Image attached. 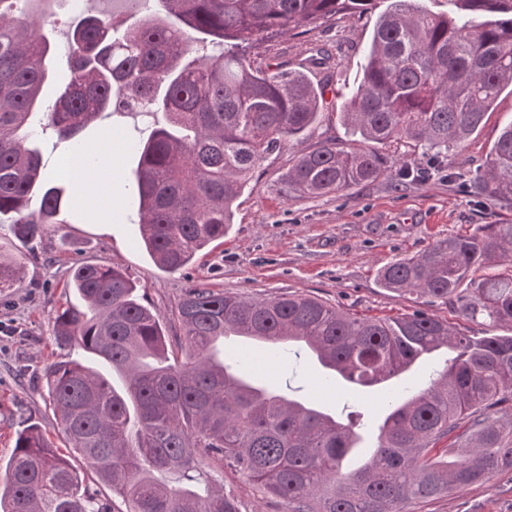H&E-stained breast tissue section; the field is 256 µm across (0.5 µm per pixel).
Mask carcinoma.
Returning a JSON list of instances; mask_svg holds the SVG:
<instances>
[{
  "label": "carcinoma",
  "mask_w": 512,
  "mask_h": 512,
  "mask_svg": "<svg viewBox=\"0 0 512 512\" xmlns=\"http://www.w3.org/2000/svg\"><path fill=\"white\" fill-rule=\"evenodd\" d=\"M55 0H0V229L34 240L57 223L62 191L48 185L35 147L48 128L77 139L106 112H163L167 123L132 144V192L143 245L174 273L224 238L232 206L264 156L318 121L326 85L252 55L265 39L334 17H363L377 0H160L163 15L123 35L89 16L69 41L70 73L51 110L40 94L50 45L27 17L48 21ZM435 13L392 0L377 16L366 63L340 120L357 142L326 140L284 175L317 198L388 176L375 146L406 141L446 157L512 88V0H448ZM477 192L512 200V124L503 128ZM41 194L37 211L29 200ZM488 272L475 278L473 274ZM20 271L0 261V288ZM382 288L456 299L467 320L512 324V224H478L398 259ZM72 288L84 303L54 317L61 347L79 346L102 368L61 361L44 372L65 438L61 453L37 425L21 429L0 477V512H109L81 489L78 458L112 488L126 512H240L197 456L231 467L283 512H409L512 467V335L471 336L416 312L360 317L313 296L220 293L191 286L177 304L183 360L169 356L164 324L129 274L81 263ZM246 329L267 342L305 347L349 384L382 385L422 356L445 349L430 385L393 398L368 458L346 471L360 436L311 399H292L215 356L219 338ZM455 444L435 456L436 445ZM172 475V486L163 476Z\"/></svg>",
  "instance_id": "cac0c4a2"
}]
</instances>
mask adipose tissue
<instances>
[{"label": "adipose tissue", "instance_id": "1", "mask_svg": "<svg viewBox=\"0 0 512 512\" xmlns=\"http://www.w3.org/2000/svg\"><path fill=\"white\" fill-rule=\"evenodd\" d=\"M117 162L114 152H106L97 155L94 170V179H86L84 176L83 160H73L71 170L74 174L76 193L74 202L76 205L94 210L103 225L112 222V172Z\"/></svg>", "mask_w": 512, "mask_h": 512}]
</instances>
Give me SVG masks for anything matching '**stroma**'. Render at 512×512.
Returning <instances> with one entry per match:
<instances>
[{"instance_id":"obj_1","label":"stroma","mask_w":512,"mask_h":512,"mask_svg":"<svg viewBox=\"0 0 512 512\" xmlns=\"http://www.w3.org/2000/svg\"><path fill=\"white\" fill-rule=\"evenodd\" d=\"M160 11L159 0H86L82 14L60 8L42 33L49 41V79L42 89L52 104L67 72V45L83 16H112L118 30L138 24ZM373 19L346 18L311 26L299 36H278L259 47L261 55L277 58L296 69L315 49L329 44L338 63L325 95L322 116L292 145L266 156L236 202L232 224L223 240L201 252L184 270L168 273L157 268L139 244L133 222L130 183L137 157L130 145L149 125L164 122L163 113L118 111L99 119L83 132L85 144L102 146L104 129L122 142L123 155L112 180V225L103 228L95 216L63 211L62 223L50 225L41 238L22 241L0 230V259L17 264L22 279L0 292V464L13 453L16 433L37 424L55 446L63 434L49 404L43 370L67 358L86 359L80 348H58L53 336L57 308L78 303L69 286V273L81 262L110 264L126 269L137 286L141 303L156 311L169 335H179L174 311L184 288L202 285L218 292L250 296L305 294L344 311L392 318L422 310L448 320L474 336L506 335L512 327L472 322L460 317L457 301H429L417 294H398L378 287L376 273L396 259L420 253L438 241L470 233L478 224H512V201L478 194L472 180L501 128L512 122V94L500 96L482 126L458 153L434 168L429 156L406 142L382 148L392 172L408 171L400 184L379 179L351 192L308 198L287 188L282 180L295 156L332 138L347 142L339 112L365 64ZM36 146L46 180L71 201L73 187L62 165L72 153L69 142L46 133ZM444 354L428 357L413 372L378 389L361 390L339 380L327 383L326 372L312 359H287L278 344L266 345L260 363H247L254 381H273L283 393L305 397L324 384L317 404L338 420L360 413V431L371 438L387 404L403 391L422 387L431 370L442 368ZM200 467L223 480L241 512H281L278 500L263 495L232 468L218 469L209 457ZM413 512H512V468L489 481L457 489L450 495L414 505Z\"/></svg>"}]
</instances>
